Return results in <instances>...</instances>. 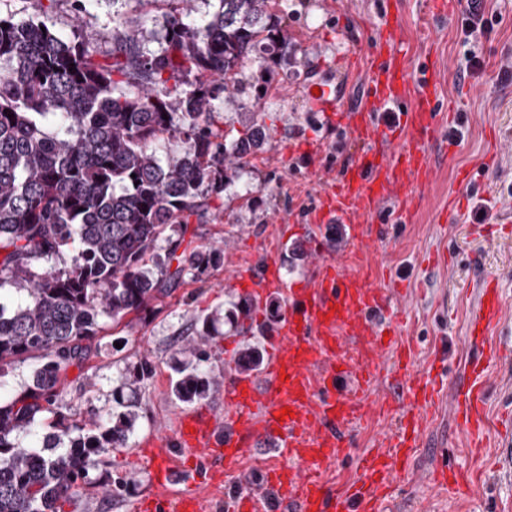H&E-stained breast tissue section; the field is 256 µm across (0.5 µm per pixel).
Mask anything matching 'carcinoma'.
I'll use <instances>...</instances> for the list:
<instances>
[{
  "label": "carcinoma",
  "instance_id": "cac0c4a2",
  "mask_svg": "<svg viewBox=\"0 0 512 512\" xmlns=\"http://www.w3.org/2000/svg\"><path fill=\"white\" fill-rule=\"evenodd\" d=\"M164 2L163 46L146 49L147 19H128L112 30L110 64L44 20L0 16V289L27 293L0 303V377L43 359L23 395L0 398V512H61L91 484L94 457L125 447L135 415L114 411L83 430L56 405L60 371L87 356L103 320L118 325L166 294V281L221 263L219 248L176 255L172 233L267 140L256 125L226 145L208 115L249 54L288 53L278 0H216L201 24L188 0ZM212 330L204 319L195 361L175 368L184 402L209 390L200 362ZM153 375L144 358L125 385L135 392ZM44 426V447L19 441Z\"/></svg>",
  "mask_w": 512,
  "mask_h": 512
}]
</instances>
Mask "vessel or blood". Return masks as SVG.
Wrapping results in <instances>:
<instances>
[{
    "label": "vessel or blood",
    "mask_w": 512,
    "mask_h": 512,
    "mask_svg": "<svg viewBox=\"0 0 512 512\" xmlns=\"http://www.w3.org/2000/svg\"><path fill=\"white\" fill-rule=\"evenodd\" d=\"M305 97L311 111L326 121L346 125L366 148L334 181L312 223L349 225L351 241L363 245L369 235L366 217L383 201L396 199L402 222L413 217L414 187L434 175L428 151L438 137L435 112L437 78L417 79L396 59L385 60L369 82L366 102L346 111L348 87L343 75L315 79ZM399 106L396 125L380 114ZM275 293L286 295L288 310L269 332L267 362L258 372H229L224 385V413L208 409L184 413L169 453L159 440H149L146 453L153 489L139 503L140 512H208L206 492L242 472V463L258 441L273 445L263 468L281 512H384L396 485L407 478L423 445L425 413L447 405L455 421L473 433L472 448L483 446L489 396L487 372L503 352L487 342L502 319L503 305L495 279L479 284V301L468 320L466 341L471 355L456 390L443 392L439 366L418 367L410 345H393L402 318L393 307L392 290L381 288L368 270L353 269L337 258L315 264L304 287L288 286L276 260L267 261L247 294L259 310ZM396 351L393 400H401L398 426L360 458V476L343 491L329 487L324 465L348 455L349 423L371 412L391 410L393 400L379 399L371 389L384 370V353ZM289 417H282L283 408ZM434 483L455 491L466 484L450 453H442ZM226 512H265L258 493L245 489L224 503Z\"/></svg>",
    "instance_id": "b4317fda"
}]
</instances>
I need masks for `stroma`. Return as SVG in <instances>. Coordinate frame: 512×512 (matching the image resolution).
Returning a JSON list of instances; mask_svg holds the SVG:
<instances>
[{
  "label": "stroma",
  "mask_w": 512,
  "mask_h": 512,
  "mask_svg": "<svg viewBox=\"0 0 512 512\" xmlns=\"http://www.w3.org/2000/svg\"><path fill=\"white\" fill-rule=\"evenodd\" d=\"M503 24L481 46L486 67L479 76L466 73L465 48L458 35L460 12L434 14L424 0H279L277 14L295 46L281 60H246L238 89L212 102L214 132L233 141L247 128L264 126L268 140L240 165L224 190L207 193L199 210L178 229L182 250L222 249L224 259L203 276L184 272L170 282L167 295L153 300L131 324L105 323L91 342L84 361L60 372L58 405L73 423L89 427L102 422L115 408L116 390L128 368L140 358L155 366L152 379L141 385L132 400L136 423L126 447L106 449L91 469L94 487L83 486L62 512H135L151 487L142 455L151 437H164L178 414L208 406L224 410V369L242 367L249 350L265 349L267 317L241 311L245 295L233 282L236 275L259 277L267 259H275L290 285L307 281L316 254L344 259L349 265H369L382 287L406 290L402 302L405 323L402 339L413 341L419 363L445 348L448 382H459L468 358V317L479 299V280L498 281L503 315L495 339L509 353L488 376L491 423L512 412V85L497 82L502 58L512 57V0H489ZM164 0H0V14L36 16L56 31L77 33L103 60L112 49V30L124 20L146 17L142 40L147 49L160 46ZM400 18L404 59L417 74L435 73L437 112L460 108L468 118L464 139L454 156H445L441 142L431 143L435 168L432 181L417 192L411 223L396 218L368 217L372 233L363 248H354L347 231L331 225L312 226L311 212L328 184L363 147L339 125L326 123L310 110L303 95L312 79L335 71L336 52L356 56L357 74L349 91L348 107H357L368 85L370 66L379 61L380 30L386 20ZM323 143L319 157L304 145ZM491 167L480 168L485 156ZM473 168L472 181L459 187L456 168ZM478 192L493 206L487 223L474 224L469 207L449 210L456 192ZM234 321H224L228 310ZM217 316L216 334L207 344L204 367L212 386L202 402H184L172 392L173 368L189 360L202 321ZM396 415L373 413L350 430L354 453L328 466L324 478L335 488L357 478V453L372 448L389 434ZM469 436L450 412H442L428 426L426 445L386 512H498L512 501V469L496 456L498 441L489 436L478 453H467ZM457 451L456 463L470 477L465 495L455 496L429 478L440 449ZM128 478L126 492L112 493L109 484Z\"/></svg>",
  "instance_id": "obj_1"
}]
</instances>
